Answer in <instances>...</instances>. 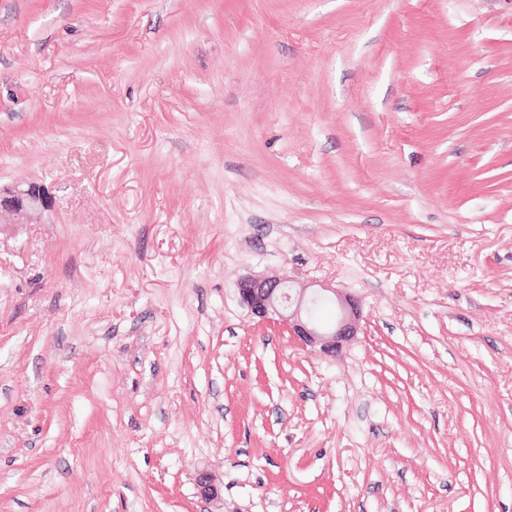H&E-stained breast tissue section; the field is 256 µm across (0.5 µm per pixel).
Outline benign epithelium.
I'll list each match as a JSON object with an SVG mask.
<instances>
[{
    "instance_id": "obj_1",
    "label": "benign epithelium",
    "mask_w": 512,
    "mask_h": 512,
    "mask_svg": "<svg viewBox=\"0 0 512 512\" xmlns=\"http://www.w3.org/2000/svg\"><path fill=\"white\" fill-rule=\"evenodd\" d=\"M52 196L42 184L0 186V214L6 213L12 224H39L51 209ZM240 302L261 321H279L306 350L319 356H331L343 343L357 336L361 318L360 301L335 287L296 286L286 275L247 276L237 283ZM319 299L336 305V321L324 325L310 314Z\"/></svg>"
}]
</instances>
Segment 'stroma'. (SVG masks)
<instances>
[{"label": "stroma", "instance_id": "1", "mask_svg": "<svg viewBox=\"0 0 512 512\" xmlns=\"http://www.w3.org/2000/svg\"><path fill=\"white\" fill-rule=\"evenodd\" d=\"M28 182L0 512H512V0H0ZM276 274L356 338L251 316ZM300 285L288 275L247 276L237 283L240 302L260 321H279L306 350L319 356H331L343 343L357 336L361 318L360 301L342 289L318 285ZM319 299L336 305V321L324 325L310 314Z\"/></svg>", "mask_w": 512, "mask_h": 512}]
</instances>
